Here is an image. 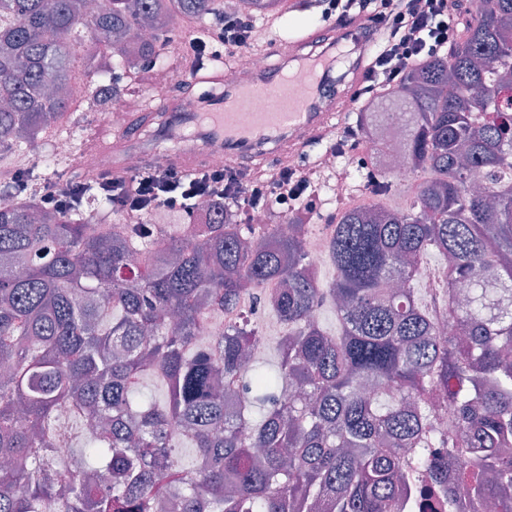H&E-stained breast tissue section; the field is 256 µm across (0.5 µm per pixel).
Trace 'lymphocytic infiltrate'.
<instances>
[{
    "label": "lymphocytic infiltrate",
    "mask_w": 512,
    "mask_h": 512,
    "mask_svg": "<svg viewBox=\"0 0 512 512\" xmlns=\"http://www.w3.org/2000/svg\"><path fill=\"white\" fill-rule=\"evenodd\" d=\"M322 23L349 15L376 24L381 41L363 72V93L389 90L411 67L436 56L448 44L452 15L448 0H311ZM256 25L236 14L215 12L204 33L184 46L203 75L250 49ZM321 165L252 170L238 165H203L191 174L174 167L142 166L107 178L100 185L112 209L128 223L140 224L155 209L191 212L197 199H223L226 205L250 213L279 204L292 213L314 212L320 197Z\"/></svg>",
    "instance_id": "f902f5d3"
}]
</instances>
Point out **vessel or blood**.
<instances>
[{"label":"vessel or blood","instance_id":"obj_1","mask_svg":"<svg viewBox=\"0 0 512 512\" xmlns=\"http://www.w3.org/2000/svg\"><path fill=\"white\" fill-rule=\"evenodd\" d=\"M329 48L321 54L305 51L309 35L299 33L275 41L272 50L281 62L253 73L247 80L225 87L205 104L204 111L184 109L179 101L166 100L163 130H183L199 141L196 153L177 152L172 166L182 171L200 167L209 150L227 155L230 163L262 165L264 148L275 145L283 155H297L314 137L325 134L332 121L342 119L354 104L355 90H335L331 78L337 67L360 69L361 60L350 57L349 41L357 39L372 49L376 34L360 20L342 22L331 32ZM308 77L297 90L295 73Z\"/></svg>","mask_w":512,"mask_h":512}]
</instances>
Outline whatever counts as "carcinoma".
Listing matches in <instances>:
<instances>
[{"instance_id": "obj_1", "label": "carcinoma", "mask_w": 512, "mask_h": 512, "mask_svg": "<svg viewBox=\"0 0 512 512\" xmlns=\"http://www.w3.org/2000/svg\"><path fill=\"white\" fill-rule=\"evenodd\" d=\"M84 2L0 0V159L70 123L72 42L86 51V102L103 109L118 76L162 65L174 14L217 8L103 0L87 15ZM455 2L464 23L449 52L356 114L377 138L401 115L404 157L430 177L406 208L341 211L327 288L306 263L305 215L252 245L256 230L216 200L202 224L134 240L78 208L0 207V512H414L420 493L447 512L461 493L512 512V129L495 103L512 88V0ZM281 4L237 0L250 15ZM146 25L157 37L133 43ZM430 248L443 283H468L464 304L446 287L420 302ZM249 284L286 329L273 368L255 365L250 321H221ZM438 301L456 332L434 320ZM327 302L334 335L312 319ZM443 401L458 429L448 441L434 427ZM178 441L196 449L190 471L174 468Z\"/></svg>"}]
</instances>
